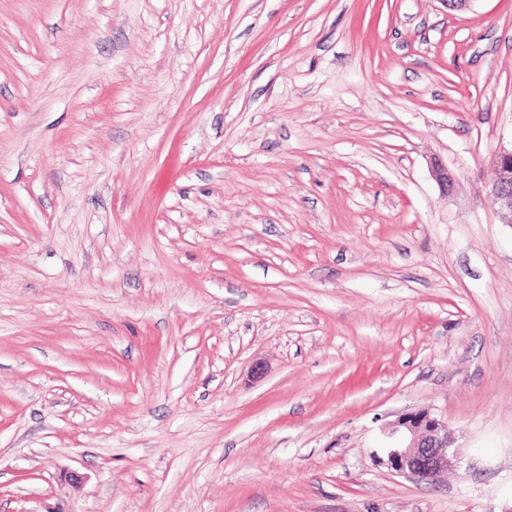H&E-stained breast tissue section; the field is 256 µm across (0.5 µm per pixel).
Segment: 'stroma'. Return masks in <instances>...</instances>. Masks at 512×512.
Wrapping results in <instances>:
<instances>
[{"label": "stroma", "instance_id": "35a3bbf8", "mask_svg": "<svg viewBox=\"0 0 512 512\" xmlns=\"http://www.w3.org/2000/svg\"><path fill=\"white\" fill-rule=\"evenodd\" d=\"M510 146L512 0H0V512H512ZM496 178L489 185V194L498 205L500 223L512 225V146L500 149L494 156ZM394 446L383 448L386 465L395 474L418 480H433L457 467L459 453L448 422L429 410L402 414L385 427Z\"/></svg>", "mask_w": 512, "mask_h": 512}]
</instances>
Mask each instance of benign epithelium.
<instances>
[{
	"mask_svg": "<svg viewBox=\"0 0 512 512\" xmlns=\"http://www.w3.org/2000/svg\"><path fill=\"white\" fill-rule=\"evenodd\" d=\"M493 164L496 178L489 194L498 205L500 223L512 225V149L499 150ZM384 432L394 440V445L383 448L386 465L397 475L432 480L457 467L459 453L448 422L428 410L405 413Z\"/></svg>",
	"mask_w": 512,
	"mask_h": 512,
	"instance_id": "obj_1",
	"label": "benign epithelium"
}]
</instances>
